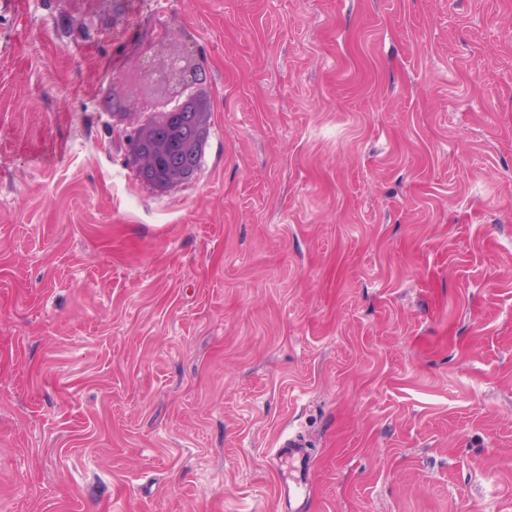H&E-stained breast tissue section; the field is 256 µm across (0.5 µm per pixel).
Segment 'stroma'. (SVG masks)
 Listing matches in <instances>:
<instances>
[{
	"label": "stroma",
	"mask_w": 512,
	"mask_h": 512,
	"mask_svg": "<svg viewBox=\"0 0 512 512\" xmlns=\"http://www.w3.org/2000/svg\"><path fill=\"white\" fill-rule=\"evenodd\" d=\"M0 0V512H512V0ZM207 72L189 182L112 75ZM277 459H288L291 477L281 478L277 485L276 499L279 503H288V509L301 510L299 504L305 488V476L309 473V456L305 443L299 435L289 436L279 443Z\"/></svg>",
	"instance_id": "1"
}]
</instances>
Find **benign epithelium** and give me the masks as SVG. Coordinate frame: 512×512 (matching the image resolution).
I'll return each mask as SVG.
<instances>
[{"mask_svg": "<svg viewBox=\"0 0 512 512\" xmlns=\"http://www.w3.org/2000/svg\"><path fill=\"white\" fill-rule=\"evenodd\" d=\"M112 12V25L124 22L127 0H99ZM206 82L197 50L172 38L165 29L138 54L134 78L136 104L147 125L127 134L130 159L142 181L166 186L193 180L207 137L205 108L194 91Z\"/></svg>", "mask_w": 512, "mask_h": 512, "instance_id": "benign-epithelium-1", "label": "benign epithelium"}]
</instances>
